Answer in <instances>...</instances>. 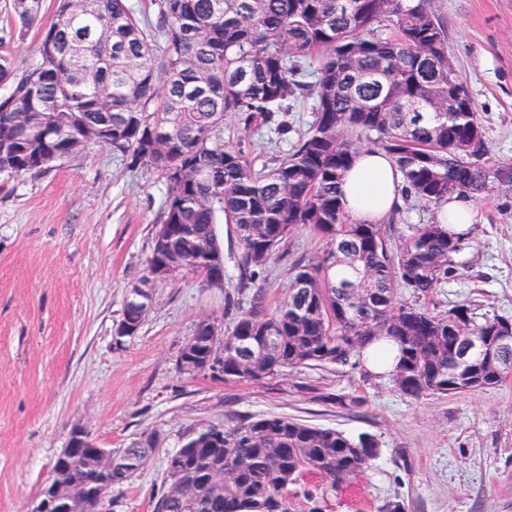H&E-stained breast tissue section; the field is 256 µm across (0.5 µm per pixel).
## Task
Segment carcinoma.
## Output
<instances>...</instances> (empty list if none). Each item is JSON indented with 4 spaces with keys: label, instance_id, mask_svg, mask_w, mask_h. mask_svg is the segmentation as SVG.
Returning a JSON list of instances; mask_svg holds the SVG:
<instances>
[{
    "label": "carcinoma",
    "instance_id": "carcinoma-1",
    "mask_svg": "<svg viewBox=\"0 0 512 512\" xmlns=\"http://www.w3.org/2000/svg\"><path fill=\"white\" fill-rule=\"evenodd\" d=\"M44 0H11L19 40L40 21ZM155 20L131 0H55V21L39 29L34 57L18 67L0 55V175L18 177L97 143L128 166L148 165L167 185L161 223L146 261L181 268L171 280L203 277L209 259L188 253L207 240L222 253L216 224L235 225L242 248L238 294L292 235L326 243L322 257L291 268L275 309L257 288L247 301L225 297L236 316L224 335V381H258L306 366H364V349L392 341L389 379L401 393L454 396L512 377V347L496 367L479 353L469 377L453 348L493 333L501 317L475 321L461 301L436 313L421 301L448 282L468 232L448 225L354 224L339 184L362 145L394 160L405 200L438 207L448 196L480 201L512 194V161L463 160L483 128L457 71L448 33L429 0H150ZM310 105L313 119L291 148L256 170L241 145L224 143V119L246 134L288 139L283 115ZM258 344L260 358L232 353ZM209 336L179 352L202 362ZM208 439L169 455L155 512H290L289 487L322 476L316 499L364 471L374 456L364 435L282 416L216 423ZM152 452L134 439L106 475L90 450L62 463L80 506L112 492Z\"/></svg>",
    "mask_w": 512,
    "mask_h": 512
}]
</instances>
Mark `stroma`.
<instances>
[{
	"mask_svg": "<svg viewBox=\"0 0 512 512\" xmlns=\"http://www.w3.org/2000/svg\"><path fill=\"white\" fill-rule=\"evenodd\" d=\"M447 22L448 57L484 128L490 161L512 160V0H431ZM166 198L152 167L128 168L92 145L49 167L0 176V512H30L74 427L120 451L133 438L163 439L146 464L114 487L107 512H154L168 455L204 424L278 415L369 434L377 457L320 512H512V379L464 395L419 399L388 377L300 368L225 383L180 374L181 347L204 317L231 326L226 293L242 251L218 225L224 285L188 277L152 286L137 336L116 341L129 290L139 284ZM457 269L429 307L466 300L476 315L512 320V196L478 201ZM325 243L300 231L256 281L269 307L286 296L290 269ZM343 403H336V396Z\"/></svg>",
	"mask_w": 512,
	"mask_h": 512,
	"instance_id": "1",
	"label": "stroma"
}]
</instances>
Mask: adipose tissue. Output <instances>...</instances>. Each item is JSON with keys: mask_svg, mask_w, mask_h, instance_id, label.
I'll return each instance as SVG.
<instances>
[{"mask_svg": "<svg viewBox=\"0 0 512 512\" xmlns=\"http://www.w3.org/2000/svg\"><path fill=\"white\" fill-rule=\"evenodd\" d=\"M401 174L388 154L362 150L341 185L344 208L352 222L383 224L403 203Z\"/></svg>", "mask_w": 512, "mask_h": 512, "instance_id": "obj_1", "label": "adipose tissue"}]
</instances>
